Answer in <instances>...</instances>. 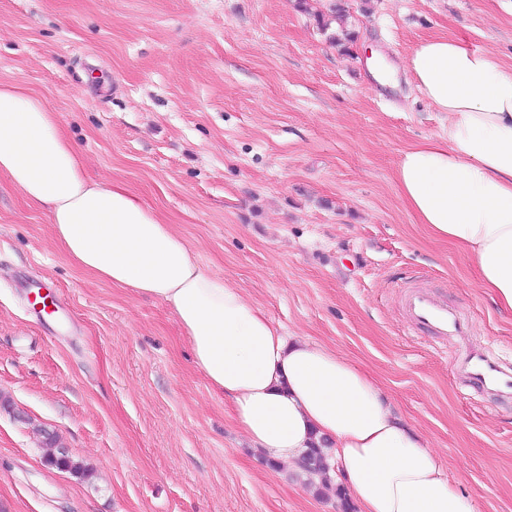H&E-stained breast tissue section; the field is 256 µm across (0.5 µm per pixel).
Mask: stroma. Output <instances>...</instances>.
Returning a JSON list of instances; mask_svg holds the SVG:
<instances>
[{
	"instance_id": "obj_1",
	"label": "stroma",
	"mask_w": 512,
	"mask_h": 512,
	"mask_svg": "<svg viewBox=\"0 0 512 512\" xmlns=\"http://www.w3.org/2000/svg\"><path fill=\"white\" fill-rule=\"evenodd\" d=\"M352 40L317 17L334 5ZM448 35L512 64V0H0V81L47 97L91 176L123 184L283 333L379 384L479 512H512V399L463 386L468 346L512 361V313L399 196L447 119L403 62ZM43 284L53 314L32 308ZM424 287L473 333H413ZM82 472L48 466L41 429ZM0 512H343L255 453L171 309L80 272L0 175Z\"/></svg>"
}]
</instances>
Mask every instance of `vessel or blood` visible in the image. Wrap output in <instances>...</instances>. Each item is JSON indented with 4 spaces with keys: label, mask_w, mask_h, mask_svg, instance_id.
Masks as SVG:
<instances>
[{
    "label": "vessel or blood",
    "mask_w": 512,
    "mask_h": 512,
    "mask_svg": "<svg viewBox=\"0 0 512 512\" xmlns=\"http://www.w3.org/2000/svg\"><path fill=\"white\" fill-rule=\"evenodd\" d=\"M403 308L414 328L443 340L469 335L472 330L465 315L424 288L408 290L403 298ZM453 365L465 375L470 386L512 395V366L489 351L479 347L466 349Z\"/></svg>",
    "instance_id": "1"
}]
</instances>
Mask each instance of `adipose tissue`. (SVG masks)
<instances>
[{"instance_id":"obj_1","label":"adipose tissue","mask_w":512,"mask_h":512,"mask_svg":"<svg viewBox=\"0 0 512 512\" xmlns=\"http://www.w3.org/2000/svg\"><path fill=\"white\" fill-rule=\"evenodd\" d=\"M405 67L448 125L404 152L398 192L512 313V64L433 36ZM0 175L46 213L76 268L171 308L196 368L230 400L254 448L291 466L312 445L326 448L357 512H479L367 372L320 343L282 336L136 194L92 177L59 112L15 82H0Z\"/></svg>"}]
</instances>
